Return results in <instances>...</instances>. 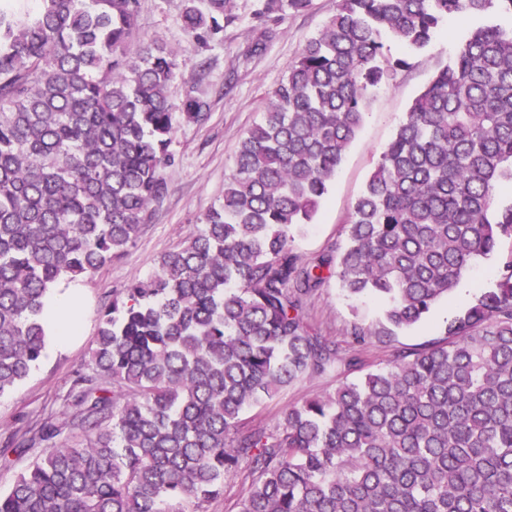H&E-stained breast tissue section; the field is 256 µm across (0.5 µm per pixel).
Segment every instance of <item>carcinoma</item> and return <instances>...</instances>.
Instances as JSON below:
<instances>
[{"mask_svg":"<svg viewBox=\"0 0 512 512\" xmlns=\"http://www.w3.org/2000/svg\"><path fill=\"white\" fill-rule=\"evenodd\" d=\"M139 0H0V395L45 349L44 299L132 246L164 197L176 120L205 103L167 96L188 67L136 38ZM312 0H265L260 15ZM233 0H188L214 39ZM470 29L414 99L356 199L344 239L294 251L365 119L370 90L410 67L444 22ZM512 0H336L328 24L242 137L224 198L156 271L112 299L76 374L57 443L48 419L6 437L45 453L0 492V512H200L242 480L238 512H512V252L444 336L286 410L273 431L242 415L282 387L364 368L309 331L305 300L334 271L348 296L385 302L353 325L364 347L422 322L478 259L512 241Z\"/></svg>","mask_w":512,"mask_h":512,"instance_id":"carcinoma-1","label":"carcinoma"}]
</instances>
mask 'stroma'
<instances>
[{"mask_svg": "<svg viewBox=\"0 0 512 512\" xmlns=\"http://www.w3.org/2000/svg\"><path fill=\"white\" fill-rule=\"evenodd\" d=\"M188 0H140L137 34L156 41L188 62L185 74L168 86L174 104L188 92L206 104L202 124L176 123L170 150L172 162L164 172L167 191L151 220L143 224L128 254L101 267L85 280L87 311L80 341L68 348L47 346L39 366L13 392L0 396V437H31L48 417H60L66 408L77 370L90 358L101 313L112 293L153 273L161 256L200 225L203 215L224 196V181L233 168L243 133L259 121L273 88L287 76L305 41L326 25L336 0H314L311 11L261 16L262 0H234L233 22L218 39L194 41L181 25ZM468 20L445 22L427 50L410 59L411 67L376 89L368 115L356 139L347 149L335 181L312 224L296 236L293 247L308 260L328 254L342 238L353 203L362 191L374 163L392 138L412 101L436 70L453 57L471 28ZM493 260H477L464 273L451 300L438 302L428 317L400 333L395 344L374 342L362 356L367 365L381 367L390 361L394 347L413 349L441 337L447 318L470 300L479 287L489 285ZM377 301L365 299L349 305L336 279H329L306 303L309 329L340 344H347L352 322L376 320ZM347 373L306 378L284 387L270 400L247 410L242 423L274 429L288 408L333 390L348 381Z\"/></svg>", "mask_w": 512, "mask_h": 512, "instance_id": "1", "label": "stroma"}]
</instances>
